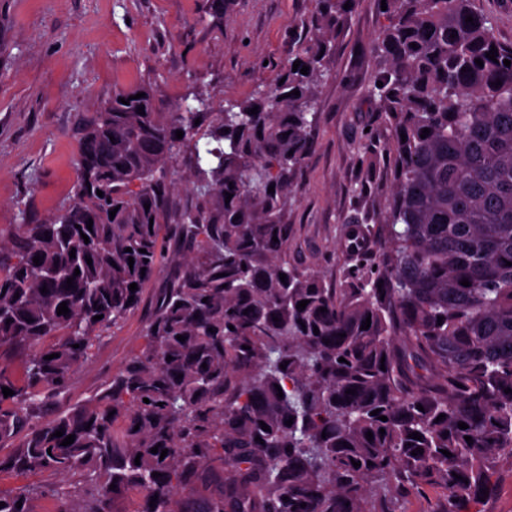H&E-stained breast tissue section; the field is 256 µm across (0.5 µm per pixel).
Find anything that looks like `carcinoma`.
Segmentation results:
<instances>
[{"instance_id":"obj_1","label":"carcinoma","mask_w":512,"mask_h":512,"mask_svg":"<svg viewBox=\"0 0 512 512\" xmlns=\"http://www.w3.org/2000/svg\"><path fill=\"white\" fill-rule=\"evenodd\" d=\"M315 2L294 54L307 74L290 65L283 84L217 113L170 109L150 84L116 91L84 125L71 202L0 233V388L14 391L0 392V472L62 477L0 491V512L43 496L55 512H112L130 488L138 512H399L396 494L432 491L427 512H472L512 466V43L475 0H386L370 99L390 136L364 148L331 286L288 257V205L358 0ZM186 145L210 207L173 219L168 172ZM167 264L177 273L142 353L68 404L92 337L133 314Z\"/></svg>"}]
</instances>
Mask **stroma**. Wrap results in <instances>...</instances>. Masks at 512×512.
<instances>
[{"mask_svg":"<svg viewBox=\"0 0 512 512\" xmlns=\"http://www.w3.org/2000/svg\"><path fill=\"white\" fill-rule=\"evenodd\" d=\"M213 0H0V230L38 223L66 206L87 115L115 90L153 82L167 106L204 94L212 111L274 85L313 0H238L215 17ZM380 22L358 0L317 89L315 146L291 189L288 255L326 283L339 281L340 227L356 212L363 145L388 132L368 91ZM166 275L139 309L94 339L70 403L87 399L145 345Z\"/></svg>","mask_w":512,"mask_h":512,"instance_id":"1","label":"stroma"}]
</instances>
